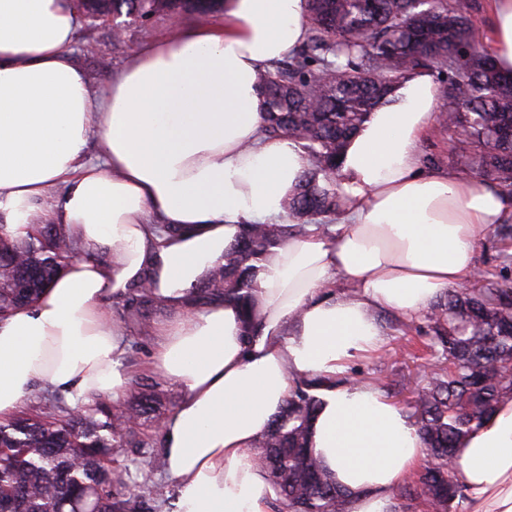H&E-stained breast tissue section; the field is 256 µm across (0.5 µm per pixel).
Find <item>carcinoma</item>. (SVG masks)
Returning a JSON list of instances; mask_svg holds the SVG:
<instances>
[{
  "label": "carcinoma",
  "mask_w": 512,
  "mask_h": 512,
  "mask_svg": "<svg viewBox=\"0 0 512 512\" xmlns=\"http://www.w3.org/2000/svg\"><path fill=\"white\" fill-rule=\"evenodd\" d=\"M91 21L111 16L115 42L126 17L141 25L192 12L210 17L224 0H78ZM473 0H308L302 46L262 77L263 135L296 143L307 160L295 191L284 201L292 223L246 224L224 251V262L192 287L201 306L239 304L246 327L259 316L255 264L274 247L320 229L341 215L340 157L348 139L378 105L417 70L448 77L440 123L462 128L457 153L512 191V80L501 77L486 47L475 51ZM433 49L428 56L422 46ZM465 102L460 108L459 101ZM79 254L72 237L44 224L24 241L0 236V318L32 303L61 268ZM161 298L150 279L116 301L121 319L138 336L152 332ZM433 336L422 367L429 377L416 394L412 419L433 465L411 473L397 493V512L419 503L455 512L462 487L447 469L454 448L501 405L512 400V285L488 280L450 289L428 316ZM350 378L311 374L294 381L254 463L276 492L273 512H347L338 489L309 448L320 392ZM160 393L147 376L132 379L122 400L98 395L74 410L53 394L43 404L0 421V512H156L173 499L154 469L119 458L149 446L144 427L160 424Z\"/></svg>",
  "instance_id": "1"
}]
</instances>
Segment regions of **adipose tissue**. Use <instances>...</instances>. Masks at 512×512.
I'll return each mask as SVG.
<instances>
[{
    "label": "adipose tissue",
    "instance_id": "adipose-tissue-1",
    "mask_svg": "<svg viewBox=\"0 0 512 512\" xmlns=\"http://www.w3.org/2000/svg\"><path fill=\"white\" fill-rule=\"evenodd\" d=\"M80 26L77 0H0V234L59 224L84 251L0 321V420L37 385L75 408L122 396L127 329L106 305L150 274L173 311L151 367L182 392L161 426L176 512H272L251 459L296 377L374 352L376 310L411 318L472 281L480 235L512 219V193L420 165L441 89L411 75L347 144L340 223L259 263L261 318L246 335L237 305L197 309L190 292L242 225L282 216L306 165L292 141L263 139L259 81L305 40L307 0H224L223 22L132 49L98 89L74 61ZM489 32L512 78V0H490ZM160 224L182 233L160 238ZM101 249L108 259H92ZM310 446L349 512H393L426 463L409 416L362 382L323 392ZM454 474L468 512H512V402L463 441Z\"/></svg>",
    "mask_w": 512,
    "mask_h": 512
}]
</instances>
